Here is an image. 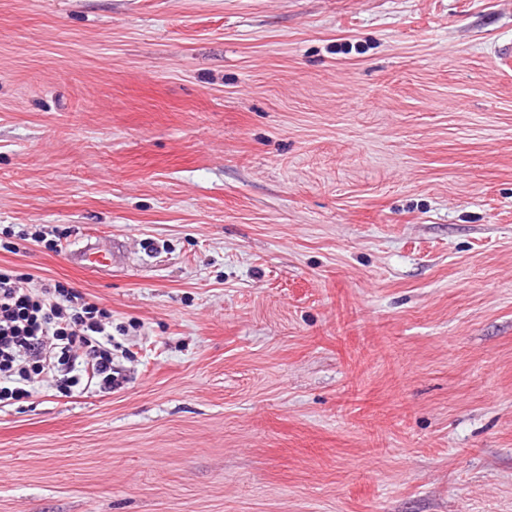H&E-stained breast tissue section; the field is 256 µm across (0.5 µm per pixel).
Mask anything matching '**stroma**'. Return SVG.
<instances>
[{"label": "stroma", "instance_id": "1", "mask_svg": "<svg viewBox=\"0 0 512 512\" xmlns=\"http://www.w3.org/2000/svg\"><path fill=\"white\" fill-rule=\"evenodd\" d=\"M508 40L512 0H0V268L120 371L0 406V512H512ZM68 260L73 265L84 270L92 271L100 276L110 275L112 268L126 260L125 253L121 255L117 243L112 244V250L100 249L97 242L86 241L68 252Z\"/></svg>", "mask_w": 512, "mask_h": 512}]
</instances>
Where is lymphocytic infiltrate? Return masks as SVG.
Instances as JSON below:
<instances>
[{"mask_svg":"<svg viewBox=\"0 0 512 512\" xmlns=\"http://www.w3.org/2000/svg\"><path fill=\"white\" fill-rule=\"evenodd\" d=\"M52 376L69 391L115 383L112 315L63 283L28 288L0 269V404Z\"/></svg>","mask_w":512,"mask_h":512,"instance_id":"1","label":"lymphocytic infiltrate"}]
</instances>
